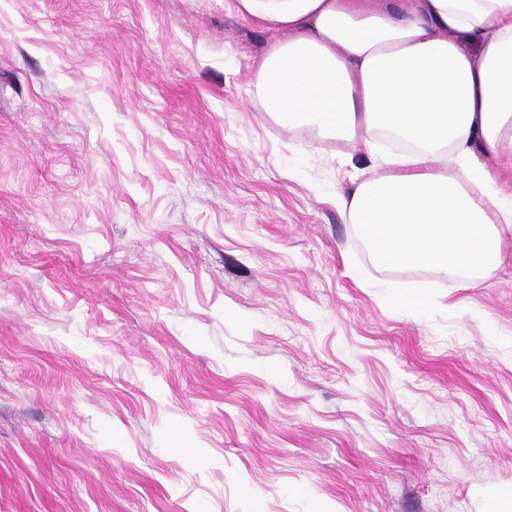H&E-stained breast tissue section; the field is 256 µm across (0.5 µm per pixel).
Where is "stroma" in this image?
<instances>
[{"instance_id": "obj_1", "label": "stroma", "mask_w": 512, "mask_h": 512, "mask_svg": "<svg viewBox=\"0 0 512 512\" xmlns=\"http://www.w3.org/2000/svg\"><path fill=\"white\" fill-rule=\"evenodd\" d=\"M268 42L0 0V512H512V228L485 278L375 263L380 171L257 102Z\"/></svg>"}]
</instances>
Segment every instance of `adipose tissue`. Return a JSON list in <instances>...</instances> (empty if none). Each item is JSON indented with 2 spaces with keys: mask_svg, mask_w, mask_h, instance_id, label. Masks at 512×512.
Wrapping results in <instances>:
<instances>
[{
  "mask_svg": "<svg viewBox=\"0 0 512 512\" xmlns=\"http://www.w3.org/2000/svg\"><path fill=\"white\" fill-rule=\"evenodd\" d=\"M272 32L254 64L289 129L372 146L383 174L338 203L382 265L490 275L512 224V0H224Z\"/></svg>",
  "mask_w": 512,
  "mask_h": 512,
  "instance_id": "adipose-tissue-1",
  "label": "adipose tissue"
}]
</instances>
